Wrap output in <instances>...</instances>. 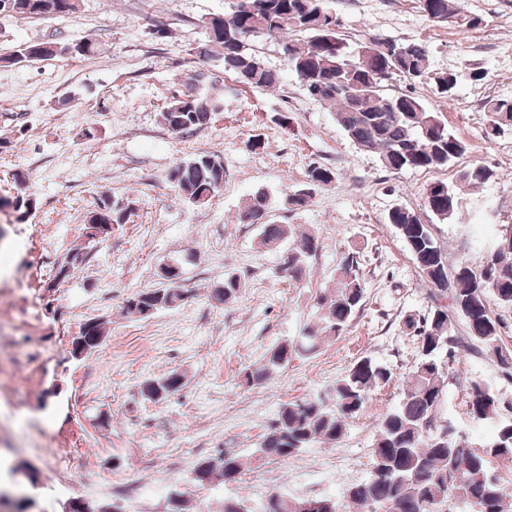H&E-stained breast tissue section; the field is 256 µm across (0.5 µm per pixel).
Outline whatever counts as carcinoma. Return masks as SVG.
Here are the masks:
<instances>
[{"mask_svg": "<svg viewBox=\"0 0 512 512\" xmlns=\"http://www.w3.org/2000/svg\"><path fill=\"white\" fill-rule=\"evenodd\" d=\"M8 3V13L27 18L70 15L77 11V0H0ZM234 22L224 28V18L214 16L206 22L207 44L197 50L200 63L213 56L223 59L224 73L237 82L256 88H273L280 82L277 71L266 67L258 55L247 47L252 36H267L282 42L288 69L296 75L305 94L312 100L334 109L336 123L346 137L359 148L373 152L387 170L418 169L435 171L448 166L467 152L466 143L448 131L442 112L429 107L413 92L389 94L386 84L393 75H382L380 54L374 49L383 43L372 41L356 53L329 22L326 0H236ZM423 13L432 12L450 22L475 29L481 19L465 11L462 0H421ZM406 59L396 75L403 78H426L434 82L437 92L448 97V73L430 74L428 52L420 42L401 44ZM90 41L69 45L57 42L28 44L13 54L0 56V66H12L25 60L54 57L58 54L86 55L93 52ZM207 74L197 71L189 77L183 97L169 103L162 112L164 124L181 137L210 124L224 107V87L210 83L209 90L198 92L197 85ZM488 139L512 127V100L490 99L483 103ZM224 161L210 153L195 154L179 162L170 172L176 193L191 204H204L224 187ZM491 177L485 167L464 169L460 182L481 184ZM17 195L10 204L20 214L36 205L25 188L26 176L15 174ZM336 181V173L316 163L309 166L306 182L288 196V203L299 210L309 206L312 191ZM424 207L440 222L455 219L460 199L455 187L442 180L427 184ZM135 209V201L112 203L103 194L86 217L82 235L95 239V225L110 224L117 228L126 223ZM267 193L259 189L238 212L241 224L260 228L259 243L280 256L281 278L296 286L312 272V262L321 250L318 231H300L291 224H276L268 219ZM399 237L406 243L422 273L423 282L438 295L451 299V308L467 323L469 338L483 346L495 358L502 371L512 376V350L502 346L500 323L493 315L488 296L512 307V245H496L478 270L458 275L462 263L446 264L429 225L406 207L388 214ZM81 251L71 253L57 266L49 283L53 288L65 282L75 267L86 262ZM182 268L169 265L161 269L167 286L140 290L124 300V312L137 320L148 319L164 310H172L187 299L180 288ZM451 279V289L440 288L435 277ZM244 289L241 276L228 273L224 282L210 289L208 299L215 305L234 304ZM364 297L361 278L354 258L347 255L336 269L333 284L317 296V316L305 324L301 336L283 340L269 348L261 361L245 367L239 385L249 390L266 383L274 374L288 368L295 359L315 354L322 344L339 337L348 327ZM405 331L419 340L420 359L402 380L399 404L377 421L369 477L344 486L343 498L352 512H447L452 501H461L472 512H512V485L494 470V462L512 464V429L499 428L485 448H474L453 426L448 437L428 428L432 415L439 412L454 379L458 362L456 348L469 343L453 335L448 307L436 306L423 317L408 315ZM80 331L92 349L107 338L106 322L89 319ZM448 362H438L439 353ZM394 378L387 366L363 357L355 362L331 389L330 397H312L280 404L259 442L262 457L283 461L314 445L334 447L347 432L349 424L364 415L372 395ZM186 376L173 370L161 377L147 378L139 385L141 401L161 404L180 392ZM467 414L485 420L498 412L500 402L483 384L469 385ZM243 457L230 449L198 460L192 468V481L198 486L214 482L226 484L242 481ZM319 504L316 512H336V502L325 498L286 499L270 493L259 512H305L303 505ZM71 512H119L114 503L76 502Z\"/></svg>", "mask_w": 512, "mask_h": 512, "instance_id": "obj_1", "label": "carcinoma"}]
</instances>
